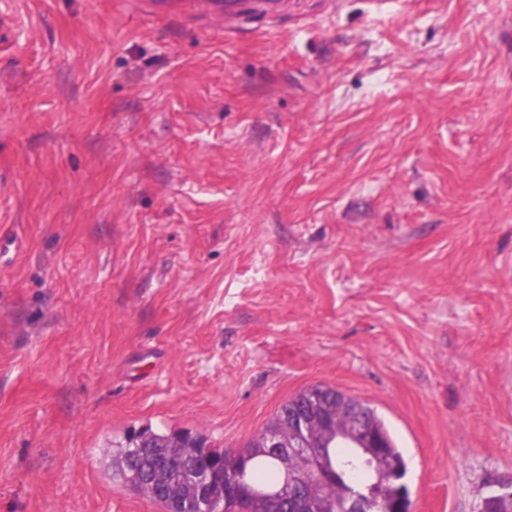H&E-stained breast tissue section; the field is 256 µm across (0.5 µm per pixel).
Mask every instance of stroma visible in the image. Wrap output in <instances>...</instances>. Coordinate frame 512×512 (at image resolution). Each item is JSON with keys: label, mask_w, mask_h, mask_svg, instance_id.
<instances>
[{"label": "stroma", "mask_w": 512, "mask_h": 512, "mask_svg": "<svg viewBox=\"0 0 512 512\" xmlns=\"http://www.w3.org/2000/svg\"><path fill=\"white\" fill-rule=\"evenodd\" d=\"M0 17V512H162L130 430L235 450L313 385L410 512L512 485V0Z\"/></svg>", "instance_id": "35a3bbf8"}]
</instances>
